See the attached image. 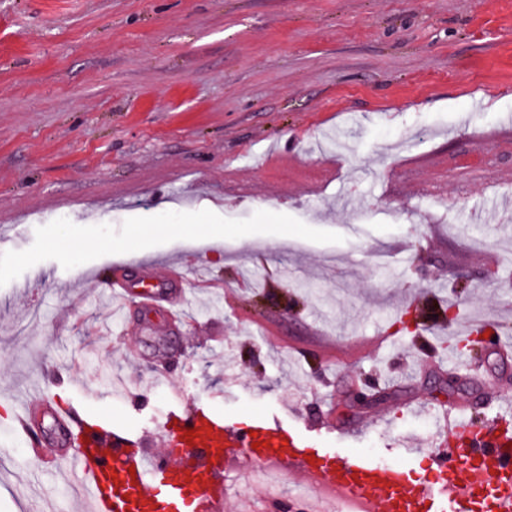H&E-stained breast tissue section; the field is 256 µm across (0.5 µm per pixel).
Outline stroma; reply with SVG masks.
<instances>
[{
    "instance_id": "1",
    "label": "stroma",
    "mask_w": 512,
    "mask_h": 512,
    "mask_svg": "<svg viewBox=\"0 0 512 512\" xmlns=\"http://www.w3.org/2000/svg\"><path fill=\"white\" fill-rule=\"evenodd\" d=\"M507 123L512 0H0V512L81 508L27 403L158 452L174 391L434 484L399 440L445 403L499 420L512 393ZM189 214L222 236L174 235ZM173 269L181 321L114 308L108 275ZM485 313L490 394L457 347ZM224 512L333 509L285 471Z\"/></svg>"
}]
</instances>
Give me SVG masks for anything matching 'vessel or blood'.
I'll use <instances>...</instances> for the list:
<instances>
[{
    "instance_id": "1",
    "label": "vessel or blood",
    "mask_w": 512,
    "mask_h": 512,
    "mask_svg": "<svg viewBox=\"0 0 512 512\" xmlns=\"http://www.w3.org/2000/svg\"><path fill=\"white\" fill-rule=\"evenodd\" d=\"M164 452L146 451L145 438L126 427L104 430L68 415L55 420L66 438L79 440L67 464L85 487L91 512H162L169 504L189 512H223L224 473L231 467L275 464L305 481L335 488L382 512H512V435L494 423L476 428L457 408L445 411L429 461L438 488L414 485L401 464H383L358 451L330 455L277 419L260 418L243 428L225 420L218 402L168 413ZM195 438H186L188 430ZM132 489V501L110 484Z\"/></svg>"
}]
</instances>
